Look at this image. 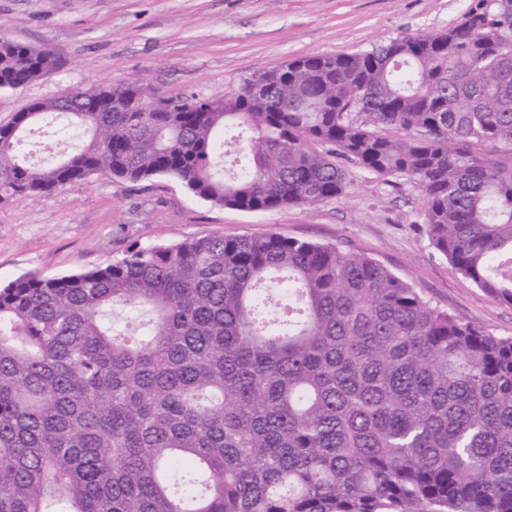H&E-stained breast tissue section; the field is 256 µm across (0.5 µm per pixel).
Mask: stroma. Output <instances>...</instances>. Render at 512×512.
Listing matches in <instances>:
<instances>
[{"instance_id":"1","label":"stroma","mask_w":512,"mask_h":512,"mask_svg":"<svg viewBox=\"0 0 512 512\" xmlns=\"http://www.w3.org/2000/svg\"><path fill=\"white\" fill-rule=\"evenodd\" d=\"M467 0H0V39L49 47L60 68L0 90V124L32 102L138 79L166 96H223L291 60L351 54L458 25ZM425 205L405 177L354 167L344 195L317 206L247 212L194 196L175 177L93 178L0 204V283L57 277L123 257L132 242L281 235L368 253L433 304L497 336L512 305L487 296L430 244Z\"/></svg>"}]
</instances>
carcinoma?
<instances>
[{"label":"carcinoma","instance_id":"cac0c4a2","mask_svg":"<svg viewBox=\"0 0 512 512\" xmlns=\"http://www.w3.org/2000/svg\"><path fill=\"white\" fill-rule=\"evenodd\" d=\"M58 64L1 39L0 90ZM75 93L84 137L50 164L22 151L60 98L0 124V203L165 174L218 206H314L356 166L413 180L433 247L512 305V0L222 98ZM0 512H512V336L275 233L21 275L0 284Z\"/></svg>","mask_w":512,"mask_h":512}]
</instances>
